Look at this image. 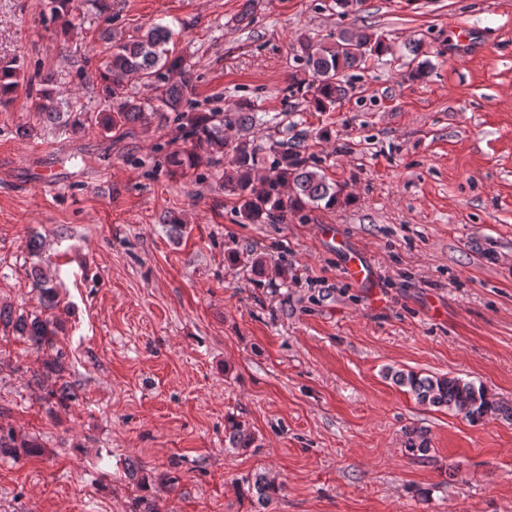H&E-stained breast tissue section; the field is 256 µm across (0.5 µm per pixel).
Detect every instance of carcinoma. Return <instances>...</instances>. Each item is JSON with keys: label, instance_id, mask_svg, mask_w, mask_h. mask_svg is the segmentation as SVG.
I'll list each match as a JSON object with an SVG mask.
<instances>
[{"label": "carcinoma", "instance_id": "1", "mask_svg": "<svg viewBox=\"0 0 512 512\" xmlns=\"http://www.w3.org/2000/svg\"><path fill=\"white\" fill-rule=\"evenodd\" d=\"M51 18L70 25L69 16L77 10L78 0H49ZM172 32L165 26L151 25L137 40L115 41L112 53L101 63L99 77L105 108L100 111L98 124L104 131L139 127L149 131L174 115L179 122L188 146L165 154L164 166L171 176H185L207 158L216 170H224V192L235 200L234 210L241 224H275L288 222V215L302 220L314 209H334L340 203L352 201L353 195L344 187L329 181L319 168V161L306 154L301 141L282 149L272 143L264 148L257 144L254 129L266 121L254 112L248 100L232 103L228 112H196L191 96L192 77L185 60L170 53L168 44ZM390 49L384 36L367 28L343 29L336 39L323 41L304 34L292 45L297 70L291 73L287 91L300 97L317 112H330L346 95V72L357 69L373 57ZM19 66L13 62L0 63V106L13 100L18 87ZM137 81L152 92L147 98L130 93L128 86ZM38 116L53 124L82 129L92 120L86 112L62 111L56 97L55 78L46 73L34 103ZM238 127L233 139L224 137V124ZM272 156L266 161L264 153ZM35 287L43 298L45 310L57 305L51 279L40 269H34ZM26 336L34 345L53 343L64 330L63 323L49 314L13 316V310L0 307V325ZM387 376L397 386L411 394L418 403L461 414L479 421L488 414L512 421V406L487 397L485 390L474 382L449 374L422 375L414 371L387 370ZM224 440L231 448H249L254 436L232 418L224 424ZM34 455L41 444L31 438H20L10 429L0 426V451H15ZM407 451L422 457L429 450L426 434L409 433ZM250 497L265 505L278 495L282 486L258 474L245 481Z\"/></svg>", "mask_w": 512, "mask_h": 512}]
</instances>
